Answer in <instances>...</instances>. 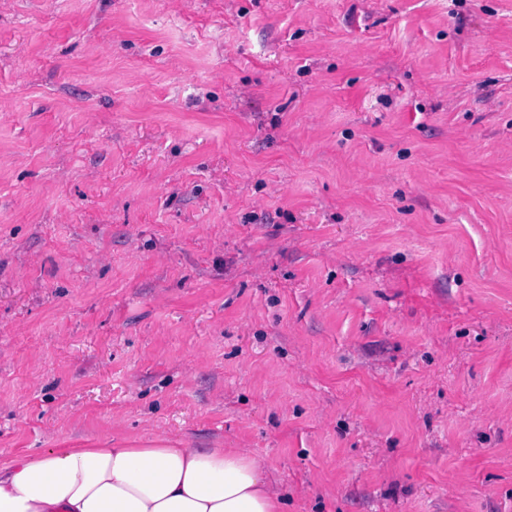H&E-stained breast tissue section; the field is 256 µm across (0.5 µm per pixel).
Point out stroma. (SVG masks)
Segmentation results:
<instances>
[{
  "mask_svg": "<svg viewBox=\"0 0 512 512\" xmlns=\"http://www.w3.org/2000/svg\"><path fill=\"white\" fill-rule=\"evenodd\" d=\"M157 438L512 512V0H0V451Z\"/></svg>",
  "mask_w": 512,
  "mask_h": 512,
  "instance_id": "1",
  "label": "stroma"
}]
</instances>
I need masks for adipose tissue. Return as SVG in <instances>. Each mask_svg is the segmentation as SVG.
<instances>
[{
    "instance_id": "adipose-tissue-1",
    "label": "adipose tissue",
    "mask_w": 512,
    "mask_h": 512,
    "mask_svg": "<svg viewBox=\"0 0 512 512\" xmlns=\"http://www.w3.org/2000/svg\"><path fill=\"white\" fill-rule=\"evenodd\" d=\"M237 448H50L0 464V512H283Z\"/></svg>"
}]
</instances>
